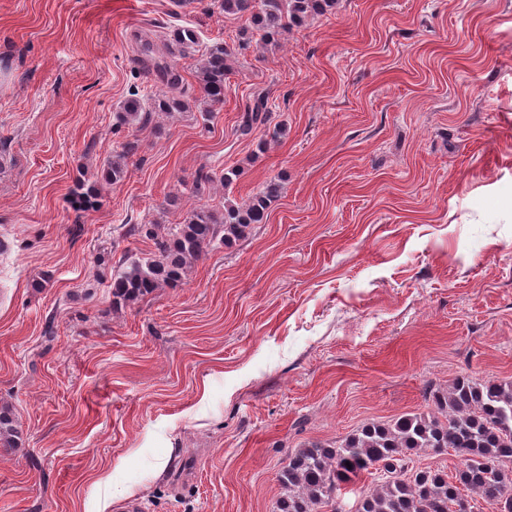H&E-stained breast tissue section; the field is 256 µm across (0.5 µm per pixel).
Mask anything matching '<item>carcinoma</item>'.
<instances>
[{
	"label": "carcinoma",
	"mask_w": 512,
	"mask_h": 512,
	"mask_svg": "<svg viewBox=\"0 0 512 512\" xmlns=\"http://www.w3.org/2000/svg\"><path fill=\"white\" fill-rule=\"evenodd\" d=\"M339 0H219L224 14L249 15L251 27L242 34L238 47L250 44L277 45L281 36L300 28L309 19L336 9ZM234 50L211 45L197 70L199 91L211 108L224 104L226 76L232 71ZM184 102L164 92L154 97L151 110L132 98L126 102L121 119L126 124L150 123L160 113L179 112ZM273 126V135L286 132L284 123L273 122V112L264 92L252 95L240 112L235 132L248 136L259 127ZM137 141H127L112 157L102 178L116 183L126 173V160L137 150ZM242 169L224 170L221 177L201 170L194 190L218 181L224 188L240 176ZM281 192L277 179L265 183L249 200L238 203L224 197V212L218 214L205 203L186 211L183 222L160 237L156 228L146 235L156 239L157 254L145 260L123 258L112 277V305L135 304L164 286L182 281L187 270L209 250L230 247L244 238L252 225L266 223L268 209ZM95 194L73 193L75 211L96 206ZM432 411L405 415L387 423H370L346 436L339 444L310 443L288 453L278 481L285 490L279 512H317L334 500L337 490L355 483L363 475L374 476L373 486L357 495L355 512H427L431 505L439 512L465 492L480 496L495 512H512V381L456 379L446 391L429 396ZM21 445L19 424L10 409L0 407V449L10 451ZM450 448L460 460L455 475L443 470L422 469L413 456L423 451L442 452Z\"/></svg>",
	"instance_id": "1"
}]
</instances>
